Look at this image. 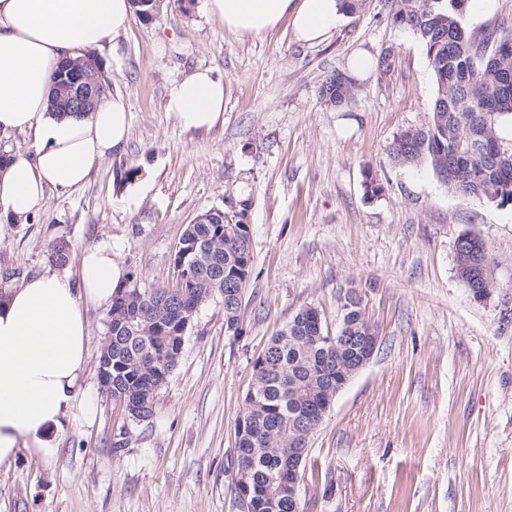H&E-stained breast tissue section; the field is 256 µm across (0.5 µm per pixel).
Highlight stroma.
<instances>
[{
  "instance_id": "obj_1",
  "label": "stroma",
  "mask_w": 512,
  "mask_h": 512,
  "mask_svg": "<svg viewBox=\"0 0 512 512\" xmlns=\"http://www.w3.org/2000/svg\"><path fill=\"white\" fill-rule=\"evenodd\" d=\"M388 48L390 70L357 78L347 106L321 102L352 56ZM95 57L107 96L127 104V141L84 185L47 190L26 223L0 217V292L52 269L62 242L65 272L106 247L142 287L167 285L186 225L244 200L242 332L226 331L222 297L203 304L153 416L136 423L100 389L108 308L88 306L83 405L51 430L50 455L22 448L0 464V512H241L237 431L253 363L302 306L335 334L351 289L378 346L310 438L299 488L311 512H512V205L458 196L430 165L390 158L398 132L428 122L436 80L384 0L318 43L287 20L242 37L205 0H162ZM204 68L224 81V120L186 131L167 103ZM369 173L383 186L373 197ZM465 233L493 260L498 286L483 301L457 277ZM122 430L125 447H113Z\"/></svg>"
}]
</instances>
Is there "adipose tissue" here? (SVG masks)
<instances>
[{"label": "adipose tissue", "instance_id": "obj_1", "mask_svg": "<svg viewBox=\"0 0 512 512\" xmlns=\"http://www.w3.org/2000/svg\"><path fill=\"white\" fill-rule=\"evenodd\" d=\"M209 13L242 36L291 19L299 39L320 42L345 19L343 0H206ZM130 0H0V131L30 136L34 151L0 166V216L26 222L46 188L84 183L93 163L126 142L122 98L88 113L52 111L53 74L65 60L103 49L124 31ZM187 130L224 112V83L209 70L182 79L168 101ZM78 279L48 271L0 296V464L26 447L52 451L51 427L76 404L87 358L88 303L108 304L127 277L104 249L85 250Z\"/></svg>", "mask_w": 512, "mask_h": 512}]
</instances>
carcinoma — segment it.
<instances>
[{
    "instance_id": "carcinoma-1",
    "label": "carcinoma",
    "mask_w": 512,
    "mask_h": 512,
    "mask_svg": "<svg viewBox=\"0 0 512 512\" xmlns=\"http://www.w3.org/2000/svg\"><path fill=\"white\" fill-rule=\"evenodd\" d=\"M468 0H389L391 21L412 32L426 51L436 78L430 120L394 137L390 155L399 164L428 163L454 193L484 196L500 205L512 203V139L500 135L512 126V29L499 25L482 30L480 45L461 19ZM356 84L340 71L326 78L322 102L347 105ZM456 175L448 178V172ZM246 204L221 224H195L180 244L193 248L206 240L213 258L224 264V287L209 281L204 260L194 261L193 279L175 277L155 289L128 278L107 312L112 332V400L132 422L153 415L156 398L176 367L189 313L216 295L224 297V322L240 332L243 293L252 274L253 251L244 228ZM467 253L485 262L490 288L496 287L485 244L469 236ZM349 335L362 336L369 322L358 312ZM310 310L302 307L273 336L253 364L254 382L247 391L239 423L237 491L249 493L252 512H295L288 498V450L307 454L311 431L323 421L321 402L336 397L339 368L354 352L328 343Z\"/></svg>"
}]
</instances>
